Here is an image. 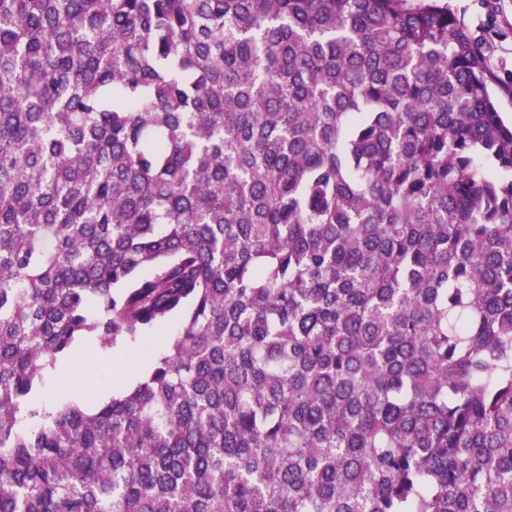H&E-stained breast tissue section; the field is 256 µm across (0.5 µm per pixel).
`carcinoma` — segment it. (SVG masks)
Returning a JSON list of instances; mask_svg holds the SVG:
<instances>
[{
    "instance_id": "1",
    "label": "carcinoma",
    "mask_w": 512,
    "mask_h": 512,
    "mask_svg": "<svg viewBox=\"0 0 512 512\" xmlns=\"http://www.w3.org/2000/svg\"><path fill=\"white\" fill-rule=\"evenodd\" d=\"M498 83L453 0H0V512H512ZM85 336L162 354L39 402Z\"/></svg>"
}]
</instances>
